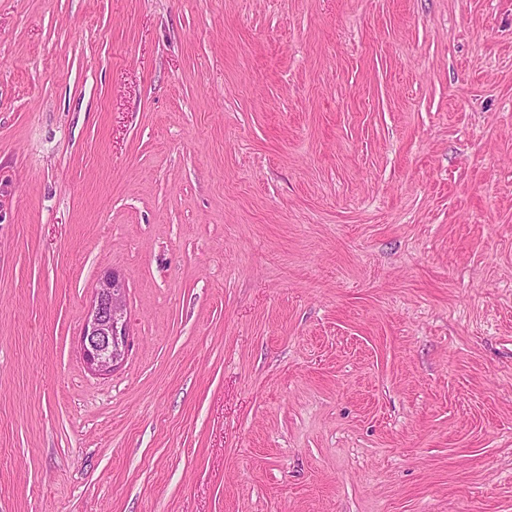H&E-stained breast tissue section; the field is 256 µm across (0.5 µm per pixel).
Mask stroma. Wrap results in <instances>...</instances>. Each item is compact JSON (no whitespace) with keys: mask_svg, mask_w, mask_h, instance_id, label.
<instances>
[{"mask_svg":"<svg viewBox=\"0 0 512 512\" xmlns=\"http://www.w3.org/2000/svg\"><path fill=\"white\" fill-rule=\"evenodd\" d=\"M0 512H512V0H0ZM124 281L114 271L97 281L90 311L81 328V345L87 368L106 375L126 359L130 327L126 316Z\"/></svg>","mask_w":512,"mask_h":512,"instance_id":"obj_1","label":"stroma"}]
</instances>
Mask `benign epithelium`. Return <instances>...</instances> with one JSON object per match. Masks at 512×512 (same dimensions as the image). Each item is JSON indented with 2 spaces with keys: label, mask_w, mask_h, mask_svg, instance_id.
I'll return each mask as SVG.
<instances>
[{
  "label": "benign epithelium",
  "mask_w": 512,
  "mask_h": 512,
  "mask_svg": "<svg viewBox=\"0 0 512 512\" xmlns=\"http://www.w3.org/2000/svg\"><path fill=\"white\" fill-rule=\"evenodd\" d=\"M80 336L84 362L90 371L106 375L125 361L130 347V327L124 281L115 272L106 271L98 278Z\"/></svg>",
  "instance_id": "benign-epithelium-1"
}]
</instances>
